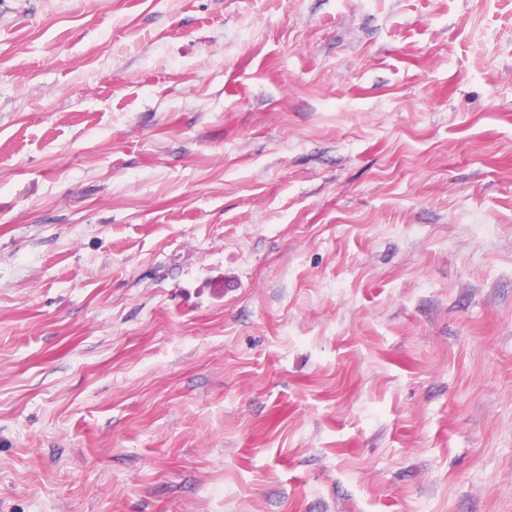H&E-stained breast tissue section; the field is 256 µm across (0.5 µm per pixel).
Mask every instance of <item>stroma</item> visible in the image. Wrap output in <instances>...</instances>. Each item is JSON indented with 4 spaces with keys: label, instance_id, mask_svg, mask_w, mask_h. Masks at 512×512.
Returning <instances> with one entry per match:
<instances>
[{
    "label": "stroma",
    "instance_id": "stroma-1",
    "mask_svg": "<svg viewBox=\"0 0 512 512\" xmlns=\"http://www.w3.org/2000/svg\"><path fill=\"white\" fill-rule=\"evenodd\" d=\"M0 512H512V0H0Z\"/></svg>",
    "mask_w": 512,
    "mask_h": 512
}]
</instances>
